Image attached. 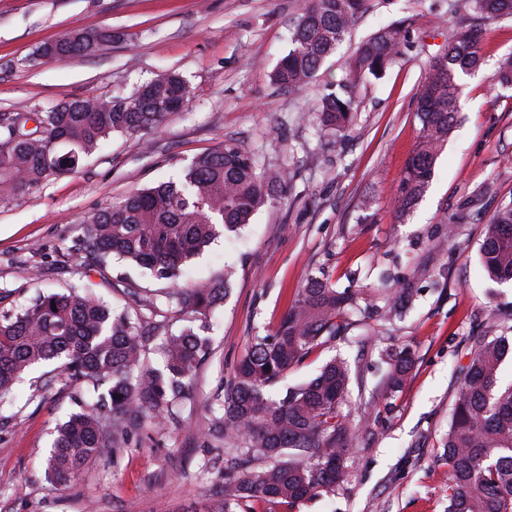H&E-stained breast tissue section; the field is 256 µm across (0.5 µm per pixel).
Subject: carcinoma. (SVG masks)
Returning a JSON list of instances; mask_svg holds the SVG:
<instances>
[{
	"mask_svg": "<svg viewBox=\"0 0 512 512\" xmlns=\"http://www.w3.org/2000/svg\"><path fill=\"white\" fill-rule=\"evenodd\" d=\"M475 21L444 26L445 49L434 57L415 99L419 143L405 162L394 193L404 218L423 197L434 164L448 142L457 112L458 76L481 64L487 26L512 15V0H466ZM365 10V0H305L291 32V49L272 73L278 86L302 93L328 56L345 42ZM107 34L77 33L44 46L39 57L62 61L94 53ZM406 40L403 23L380 26L344 61L339 90L321 98L319 126L348 125L358 91L390 68ZM177 74L150 83L148 93L107 99L75 98L44 112H0V200L34 193L51 177L74 173L114 132L136 135L160 126L186 103ZM64 139L58 153L53 142ZM290 168H266L234 142L198 157L179 175L137 191L84 220V242L96 266L117 257L164 280L159 294L179 314L206 319L227 294L228 282L185 280L191 262L218 238L251 223L260 209L291 189ZM481 264L497 281L512 280V205L485 227ZM355 293L311 278L271 336H254L233 380L209 400L214 432L224 437V472L218 512H246L261 496L296 507L347 482L350 448L358 424L344 412L350 368L333 358L312 379L285 384L288 372L315 349L344 339V316L358 306ZM164 356L147 366L151 347ZM509 351L504 336H481L451 410L448 438V512H512V386L498 389ZM211 354V340L193 322L173 331L164 322L115 311L86 286L46 292L0 310V397L23 375L58 363L57 382L74 392L72 411L54 430L46 459L51 483L76 479L83 465L108 448L123 447L143 418L175 419L193 399V383ZM389 383L399 387L414 359L407 347L387 353Z\"/></svg>",
	"mask_w": 512,
	"mask_h": 512,
	"instance_id": "carcinoma-1",
	"label": "carcinoma"
}]
</instances>
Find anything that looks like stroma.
<instances>
[{
	"instance_id": "1",
	"label": "stroma",
	"mask_w": 512,
	"mask_h": 512,
	"mask_svg": "<svg viewBox=\"0 0 512 512\" xmlns=\"http://www.w3.org/2000/svg\"><path fill=\"white\" fill-rule=\"evenodd\" d=\"M450 2L368 0L346 48L402 18L407 46L382 78L360 89L352 120L337 135L296 115L315 112L343 78L340 56L324 63L303 95L271 80L302 0H0V112L128 96L170 73L189 89L185 107L159 128L133 138L112 134L78 172L0 201V289L12 301L39 289L64 291L90 273L87 215L177 175L225 141L295 173L286 200L219 238L189 268L192 280H229L206 321L212 355L197 375L194 406L164 428L144 424L129 447L91 459L78 479L55 487L46 454L73 405L59 385L37 399L28 383L16 385L0 402V512H214L224 463L206 401L231 380L252 337L273 334L311 277L381 308L400 289L414 296L395 321L353 316L349 342L320 347L289 372L294 385L333 357L347 359L348 410L360 426L348 482L299 512H446L444 443L458 372L474 337L512 336V283L492 281L480 266L486 222L512 205V86L493 79L512 55V16L493 22L483 65L458 79L460 111L425 195L403 221L391 204L419 141L417 89L444 46L436 17ZM101 31L114 38L94 55L32 58L45 42ZM90 275L97 297L132 312L131 289L150 295L162 287L125 262ZM403 346L414 365L394 390L381 356Z\"/></svg>"
}]
</instances>
